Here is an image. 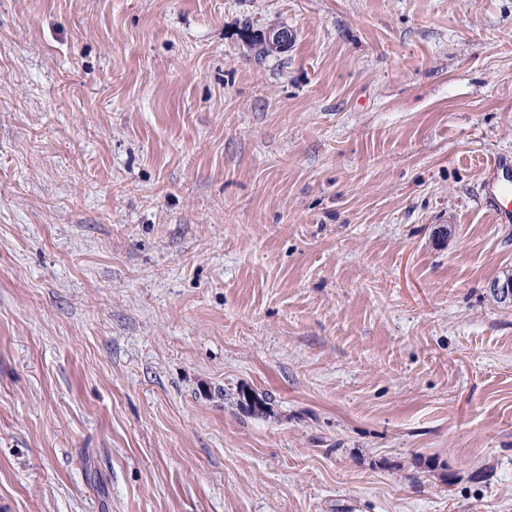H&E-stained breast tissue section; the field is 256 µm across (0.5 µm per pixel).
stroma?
Wrapping results in <instances>:
<instances>
[{
	"label": "stroma",
	"mask_w": 512,
	"mask_h": 512,
	"mask_svg": "<svg viewBox=\"0 0 512 512\" xmlns=\"http://www.w3.org/2000/svg\"><path fill=\"white\" fill-rule=\"evenodd\" d=\"M501 152L512 0H0V512H512ZM480 204L497 224H512V155L499 154L484 170Z\"/></svg>",
	"instance_id": "obj_1"
}]
</instances>
